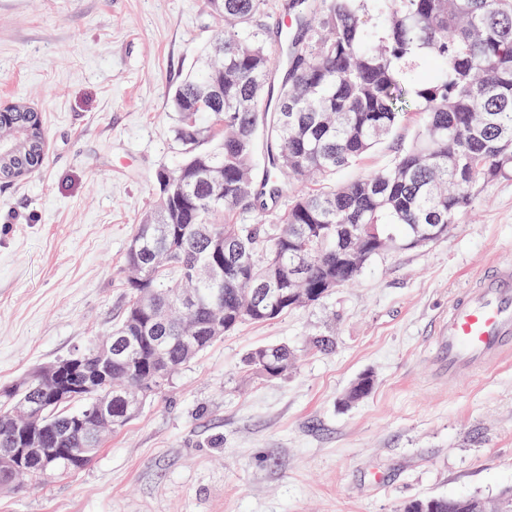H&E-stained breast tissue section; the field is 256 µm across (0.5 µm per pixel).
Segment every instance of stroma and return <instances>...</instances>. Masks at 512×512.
Wrapping results in <instances>:
<instances>
[{
  "label": "stroma",
  "mask_w": 512,
  "mask_h": 512,
  "mask_svg": "<svg viewBox=\"0 0 512 512\" xmlns=\"http://www.w3.org/2000/svg\"><path fill=\"white\" fill-rule=\"evenodd\" d=\"M224 24L208 0H0V105L43 117L39 171L0 178V389L97 345L127 304L125 254L180 156L170 91ZM422 123L342 171L387 165ZM512 256V179L447 236L373 257L322 301L225 335L67 475L0 489V512H396L407 499L512 490V358L438 375L454 298ZM331 339L332 350L312 348ZM288 345V375L247 370ZM365 399L343 397L361 374Z\"/></svg>",
  "instance_id": "1"
}]
</instances>
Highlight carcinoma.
I'll use <instances>...</instances> for the list:
<instances>
[{
  "mask_svg": "<svg viewBox=\"0 0 512 512\" xmlns=\"http://www.w3.org/2000/svg\"><path fill=\"white\" fill-rule=\"evenodd\" d=\"M268 0H209L224 30L205 61L175 89L174 142L182 161L156 172L158 203L137 225L139 251L127 250L130 296L112 325L131 336L140 353L112 361V369L84 393L44 401L34 417L15 409L38 394L46 367L0 391V447L23 436L57 448H81L84 430L66 422L90 411L110 391L138 387L149 398L214 341L245 323H263L308 306L283 299L258 303L255 287L271 278L294 292L290 269L304 264L316 300L336 278H359L379 251L369 239L400 249L427 224H452L490 183L512 179V0H284L280 49L285 66L271 87L273 57L263 39ZM417 112L423 123L412 144L366 177L336 181ZM12 128L44 140L41 112L18 101L7 113ZM266 143L265 179L255 181V141ZM248 213L251 223H236ZM345 253L359 257L355 268ZM191 294L195 304L184 306ZM195 321L201 332L183 336ZM163 340L168 367L151 353ZM286 346L251 351L246 363L269 378L292 369ZM370 375L358 378L344 401L366 398ZM112 431L134 417L112 402ZM95 453L44 471L0 468V487L29 475H61L88 466ZM397 512H503L501 501L426 497Z\"/></svg>",
  "mask_w": 512,
  "mask_h": 512,
  "instance_id": "cac0c4a2",
  "label": "carcinoma"
}]
</instances>
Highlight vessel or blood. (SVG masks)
<instances>
[{
	"mask_svg": "<svg viewBox=\"0 0 512 512\" xmlns=\"http://www.w3.org/2000/svg\"><path fill=\"white\" fill-rule=\"evenodd\" d=\"M512 353V262L484 273L448 309L439 357L449 377L460 378Z\"/></svg>",
	"mask_w": 512,
	"mask_h": 512,
	"instance_id": "b4317fda",
	"label": "vessel or blood"
}]
</instances>
